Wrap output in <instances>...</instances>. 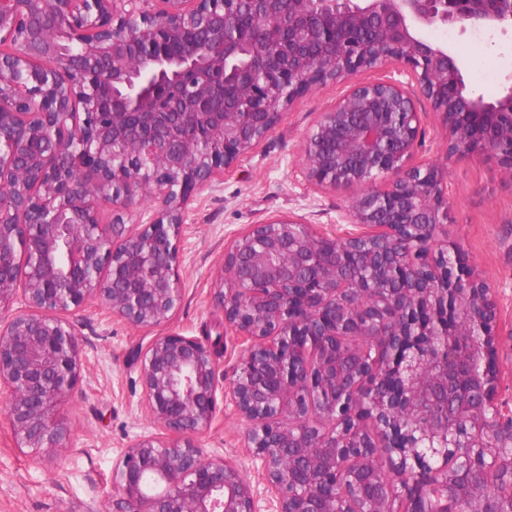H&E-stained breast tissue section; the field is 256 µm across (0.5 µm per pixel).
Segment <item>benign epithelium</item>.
I'll return each mask as SVG.
<instances>
[{
    "instance_id": "obj_1",
    "label": "benign epithelium",
    "mask_w": 512,
    "mask_h": 512,
    "mask_svg": "<svg viewBox=\"0 0 512 512\" xmlns=\"http://www.w3.org/2000/svg\"><path fill=\"white\" fill-rule=\"evenodd\" d=\"M512 28V0H0V407L18 444L64 448L77 384L66 319L128 324L180 304L173 239L191 193L224 177L292 103L364 70L308 132L320 185L359 186L349 227L290 216L224 253L229 377L169 332L141 351L150 414L107 512H261L246 472L198 443L218 397L246 423L266 512H512V411L498 400L488 281L442 238L448 161L512 172V86L467 90L430 28ZM426 99L446 130L422 160ZM112 223L100 220L101 208ZM146 220L127 231L124 215ZM441 460L432 468L430 461Z\"/></svg>"
}]
</instances>
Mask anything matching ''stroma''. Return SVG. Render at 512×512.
Returning <instances> with one entry per match:
<instances>
[{
  "instance_id": "obj_1",
  "label": "stroma",
  "mask_w": 512,
  "mask_h": 512,
  "mask_svg": "<svg viewBox=\"0 0 512 512\" xmlns=\"http://www.w3.org/2000/svg\"><path fill=\"white\" fill-rule=\"evenodd\" d=\"M463 62L470 92L492 101L512 86V33L498 30L434 31ZM327 83L296 99L267 137L223 180L188 201L174 240L182 300L169 332L223 336L220 372L231 371L241 345L225 335L214 290L224 253L250 225L293 217L324 230L347 220L354 187H325L303 170L305 138L322 112L345 91ZM449 243L491 284L498 303L497 361L500 396L512 404V175L485 158L448 164ZM79 344V378L71 398L56 408L71 426L67 447L37 456L20 447L0 413V512H105L120 456L144 435L169 433L147 411L140 351L151 330L132 327L89 303L68 316ZM246 428L231 402L219 400L216 418L199 443L205 452L244 469L257 492L265 485L245 441Z\"/></svg>"
}]
</instances>
